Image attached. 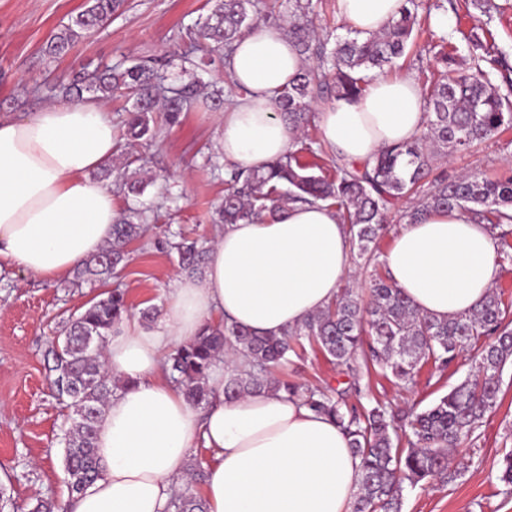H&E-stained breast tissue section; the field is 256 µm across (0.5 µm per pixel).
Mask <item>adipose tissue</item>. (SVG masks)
<instances>
[{
    "mask_svg": "<svg viewBox=\"0 0 512 512\" xmlns=\"http://www.w3.org/2000/svg\"><path fill=\"white\" fill-rule=\"evenodd\" d=\"M402 4L338 0L341 19L364 35L382 32ZM301 67L279 28L262 25L236 41L231 79L245 93L224 110L226 164L265 166L296 140L277 109ZM319 117L323 141L348 164L373 160L426 128L422 89L409 78L375 79L359 98L336 101ZM118 145L111 116L93 101L0 117V264L51 281L102 251L118 211L109 186L92 173ZM348 237L323 205L297 204L262 224L224 225L203 278L174 281L154 329L125 320L107 339L105 365L129 386L105 407L95 440L99 475L68 512H167L197 451L208 512H351L360 460L334 419L281 391L225 400L220 363L201 413L163 373L168 356L205 322L279 336L323 309L350 270ZM383 262L418 312L439 319L474 310L501 270L488 226L458 209L401 225Z\"/></svg>",
    "mask_w": 512,
    "mask_h": 512,
    "instance_id": "obj_1",
    "label": "adipose tissue"
}]
</instances>
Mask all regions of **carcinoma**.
Masks as SVG:
<instances>
[{
	"mask_svg": "<svg viewBox=\"0 0 512 512\" xmlns=\"http://www.w3.org/2000/svg\"><path fill=\"white\" fill-rule=\"evenodd\" d=\"M72 24L47 41L45 53L57 58L74 42L94 32L112 18L123 0H89ZM262 0H215L211 13L187 32L191 50L211 56L224 53L229 61L233 43L257 22ZM291 21L283 33L300 55L316 57L318 64L302 68L279 95L278 117L296 130L310 123L311 102L334 96L358 98L371 79L370 72L384 70L402 57L417 24L420 0H404L399 17L380 33L355 32L336 39L333 47L314 36L312 0H288ZM444 70L433 81L428 98L427 130L419 138L381 151L371 162L349 167L336 161L317 174L302 161L313 152V141L293 142L282 157L258 169L231 168L225 179L224 198L218 210L222 224H254L276 219L290 204H323L336 210L348 226L352 247L366 262H378L374 247L386 229L391 200L408 197L416 206L407 223H419L430 211L459 208L470 212L477 224H487L507 244L512 235V177L487 179L476 173L454 179L432 177L435 151L467 150L475 143L512 129V78L505 77L503 93L482 71L464 72L453 57L440 52ZM67 102L84 100L89 92L102 100L124 97L133 102L126 136L146 142L153 139L151 124L160 114L178 121L198 96V85L168 79L155 62L109 66L69 84L55 87ZM143 168L120 173L127 193L144 194L150 181ZM149 208H129L112 225V241L75 269L76 278L107 282L118 277L127 246L140 236ZM178 255L179 267L203 276L208 249L196 240L159 241ZM367 310L351 289L279 337H262L227 323H206L188 343L168 358L170 377L195 406L209 403L208 376L216 361L232 351L242 364L224 376V396H240L273 389L302 401L315 413L333 418L350 438V448L360 458L361 475L352 512H401L405 486L438 479L450 481V453L467 439L477 438L486 414L498 405L500 376L512 361V310L500 293L491 290L468 314L446 320L420 314L387 276H376ZM124 291L114 288L92 301L64 327L52 345L53 378L58 397L71 399L73 415L65 431V468L70 497L84 492L98 477L95 457L96 427L109 397L128 383L112 377L105 368V339L127 316ZM306 340L338 365L368 346L363 366L392 379L398 386L416 383L424 365L444 370L460 355L468 354L473 374L431 407L393 412L378 402L367 408L347 405L343 398L321 387L299 386L275 376L288 364L295 346ZM407 447H401V442ZM169 512H206L204 501L190 487L176 491Z\"/></svg>",
	"mask_w": 512,
	"mask_h": 512,
	"instance_id": "cac0c4a2",
	"label": "carcinoma"
}]
</instances>
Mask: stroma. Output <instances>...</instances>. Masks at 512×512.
<instances>
[{"label":"stroma","mask_w":512,"mask_h":512,"mask_svg":"<svg viewBox=\"0 0 512 512\" xmlns=\"http://www.w3.org/2000/svg\"><path fill=\"white\" fill-rule=\"evenodd\" d=\"M491 15L470 13L471 0H423L420 29L404 56L386 67L388 77L424 82L439 72L434 47L447 42L459 68L474 71L468 51L470 33L486 40L497 57L512 67V0H496ZM87 0H0V115L23 117L56 102L52 89L80 69L130 65L188 50L187 28L211 11L213 0H125L123 7L91 35L79 39L68 55L53 59L42 49L49 37L86 6ZM221 111L201 105L184 113L179 124L158 123L150 145L121 146L112 160L121 166L129 152L145 155L155 178L143 196L155 203L154 218L128 247L118 283L131 312L165 305L167 291L180 277L175 256L158 250L157 238L185 233L211 241L213 206L224 194L228 166L220 151ZM434 172L456 177L478 172L489 178L512 175V131L489 137L465 153L438 157ZM104 288L76 283L66 275L48 282L14 268L0 269V488L4 512L33 506L37 500L68 496L61 436L69 402L49 389L52 343L67 321ZM470 372L458 358L447 370L423 367L411 391L373 373L351 389L346 367L330 361L317 347L306 346L279 371L297 384H322L342 392L351 405L378 399L395 407L424 410ZM512 452V363L506 364L499 405L488 413L474 442L465 444L453 464L459 470L448 484L430 480L406 487L402 512H512V494L504 495L498 462Z\"/></svg>","instance_id":"1"}]
</instances>
